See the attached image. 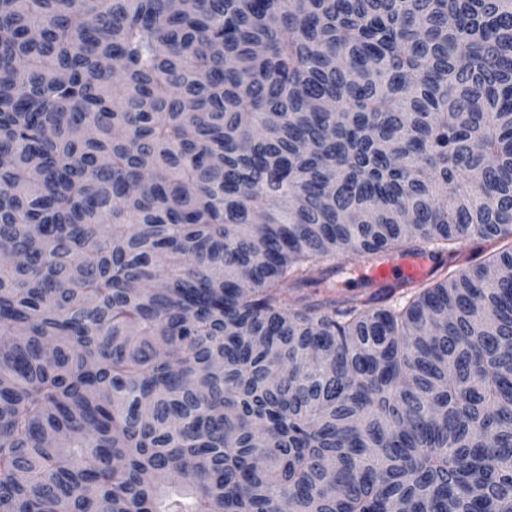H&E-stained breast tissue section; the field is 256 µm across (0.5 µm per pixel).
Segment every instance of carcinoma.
Returning a JSON list of instances; mask_svg holds the SVG:
<instances>
[{
  "label": "carcinoma",
  "instance_id": "cac0c4a2",
  "mask_svg": "<svg viewBox=\"0 0 512 512\" xmlns=\"http://www.w3.org/2000/svg\"><path fill=\"white\" fill-rule=\"evenodd\" d=\"M0 512H512V0H0ZM462 258L460 262L455 265H448V258L443 255L444 265L441 266L440 259L436 258V271L434 275L427 282H436L442 278L446 272L448 274L461 267H472L477 264L483 263L492 251L488 244L480 241H466L461 244ZM362 262L363 260L336 259L338 269L336 275L325 283L307 288L304 292L311 295L313 300H323L332 293L368 297L379 289L373 284L381 287L414 286L428 276L434 265L432 255L422 250H408L402 253L397 264L389 260L364 261L361 272L371 280L372 284L356 272Z\"/></svg>",
  "mask_w": 512,
  "mask_h": 512
}]
</instances>
